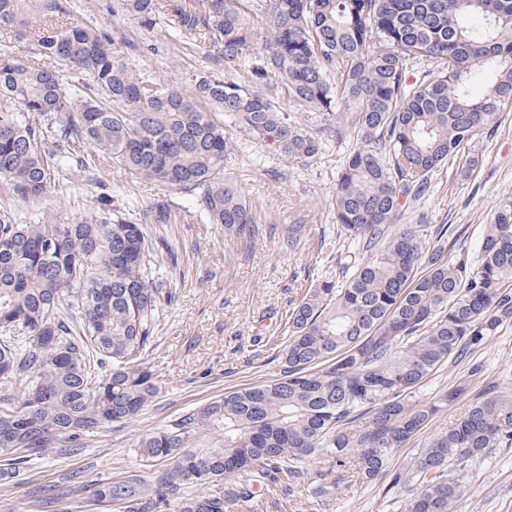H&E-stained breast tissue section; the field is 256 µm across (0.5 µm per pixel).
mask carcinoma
<instances>
[{
    "label": "carcinoma",
    "instance_id": "obj_1",
    "mask_svg": "<svg viewBox=\"0 0 512 512\" xmlns=\"http://www.w3.org/2000/svg\"><path fill=\"white\" fill-rule=\"evenodd\" d=\"M152 33L167 21L213 49L217 71L193 91L155 80L125 57L140 45L79 23L60 0H0V26L30 35L32 56L0 55V184L42 198L89 162L191 196L201 220L246 242L255 210L224 184L238 151L230 131L287 160L317 159L326 135L356 134L333 191L349 277L329 275L288 318L282 378L224 392L139 444L162 461L153 484L99 482L117 512H229L256 488L293 493L302 460L322 454L372 478L447 405L463 380L430 401L414 392L438 367L512 324V203L487 227L481 254L448 251V227L429 216L395 228L432 173L512 105V0H113ZM56 59L60 67L45 64ZM423 61L434 70L419 72ZM247 67L249 84L231 74ZM318 113L306 130L279 99ZM141 224L109 207L62 223L0 211V476L84 437L128 425L162 391L144 362L156 312L174 302ZM24 389L14 403L9 389ZM210 448L192 449L202 434ZM512 447V389L492 387L463 417L394 472L405 512H457L478 459Z\"/></svg>",
    "mask_w": 512,
    "mask_h": 512
}]
</instances>
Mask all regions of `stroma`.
<instances>
[{
  "instance_id": "35a3bbf8",
  "label": "stroma",
  "mask_w": 512,
  "mask_h": 512,
  "mask_svg": "<svg viewBox=\"0 0 512 512\" xmlns=\"http://www.w3.org/2000/svg\"><path fill=\"white\" fill-rule=\"evenodd\" d=\"M71 16L142 43L136 20L113 16L112 0H68ZM154 49L129 57V65L157 80L190 89L191 77L214 69L205 45H193L154 33ZM350 142H327L309 164L284 160L271 150L251 145L235 153L224 180L273 225L251 244L240 243L223 225L206 224L191 212L190 200L159 184L133 178L118 166L87 168L82 179H60L40 200L16 201L0 188V209L28 217L49 212L58 219L91 213L100 193L130 220L146 225L150 236L167 243L159 256L174 302L159 312L155 341L144 358L163 382L159 396L131 424L87 436L83 448L68 456H47L9 484L0 483V512H113L92 496L97 480L138 477L152 480L162 462L147 463L137 454L142 438L165 428L224 391L280 379L278 355L289 312L314 281L336 274V254L346 245L337 233L332 191ZM479 165L462 174L446 162L430 179L419 206L432 224L448 227V242L479 255L494 213L512 202V108L500 112L493 132L470 146ZM167 200L171 219L152 221L157 200ZM306 225L295 246L286 243L287 227ZM481 365L468 377L471 365ZM469 379L466 396L443 409L429 425L399 448L389 469L362 480L316 455L305 465L313 484L328 487L324 512H404L407 492L388 490L392 471L405 466L432 439L460 418L492 385L512 388V325L507 324L479 350L451 360L428 377L416 398H432L461 379ZM461 512H512V448H499L476 466L465 485Z\"/></svg>"
}]
</instances>
